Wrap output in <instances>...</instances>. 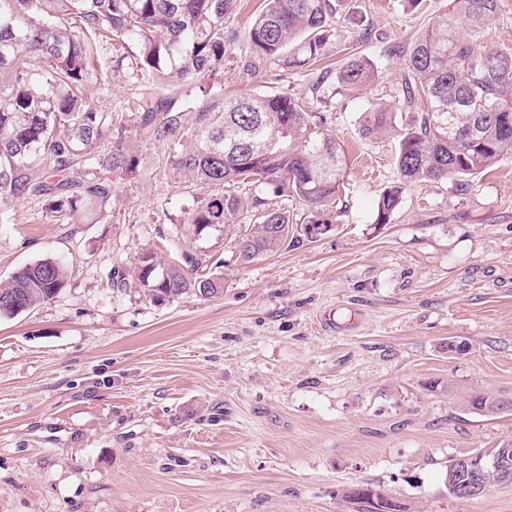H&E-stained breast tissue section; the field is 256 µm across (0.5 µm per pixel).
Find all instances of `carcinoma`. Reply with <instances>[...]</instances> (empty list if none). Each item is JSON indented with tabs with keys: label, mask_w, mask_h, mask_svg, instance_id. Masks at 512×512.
<instances>
[{
	"label": "carcinoma",
	"mask_w": 512,
	"mask_h": 512,
	"mask_svg": "<svg viewBox=\"0 0 512 512\" xmlns=\"http://www.w3.org/2000/svg\"><path fill=\"white\" fill-rule=\"evenodd\" d=\"M237 0H0V203L31 199L60 224L106 206L112 178L142 177L140 145L167 147L166 164L185 182L211 187L171 221L188 239L182 260L165 263L144 252L135 276L157 300L224 291L221 265L201 243L212 238L249 263L301 238L315 239L333 222L329 205L340 191L342 159L325 133L321 93L371 87L375 63L349 55L338 73L319 68L331 37L336 0H265L246 33L244 68L261 65L305 71L316 103L283 94L193 99L175 112L160 87L180 89L224 70L230 38L224 14ZM499 0H453L411 46L401 86L403 104L420 98L426 110L401 122L394 107L364 113L362 136L398 139L399 178L377 204V223L389 222L407 186L477 175L512 158V51L480 42ZM465 23L468 36L459 35ZM133 54L139 111L134 135L113 128L112 114L93 107L87 91L99 80L95 62L115 45ZM110 139L102 166L96 148ZM102 166L103 172L97 171ZM88 170L76 180L70 172ZM250 188V195L239 193ZM292 198L310 213L300 234L275 199ZM62 263L43 259L0 282V317H14L56 297L65 287ZM467 408L488 415L500 403L485 395Z\"/></svg>",
	"instance_id": "1"
}]
</instances>
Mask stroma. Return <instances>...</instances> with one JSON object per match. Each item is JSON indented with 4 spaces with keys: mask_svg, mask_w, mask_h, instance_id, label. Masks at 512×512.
<instances>
[{
    "mask_svg": "<svg viewBox=\"0 0 512 512\" xmlns=\"http://www.w3.org/2000/svg\"><path fill=\"white\" fill-rule=\"evenodd\" d=\"M450 7L339 0L330 63L357 52L379 79L327 105L345 168L335 227L248 264L212 244L218 297L157 302L134 278L141 252L181 253L169 218L204 192L168 173L162 147L142 149L145 184L114 179L77 223L8 205L0 280L44 258L68 278L0 318V512H358V486L404 512H512L510 483L468 499L446 483L449 460L512 439V160L414 184L380 224L397 140L359 132L373 103L397 104L410 46ZM99 72L90 101L131 127V69L104 55ZM200 85L309 93L308 76L230 61ZM474 394L503 410L470 413Z\"/></svg>",
    "mask_w": 512,
    "mask_h": 512,
    "instance_id": "obj_1",
    "label": "stroma"
}]
</instances>
